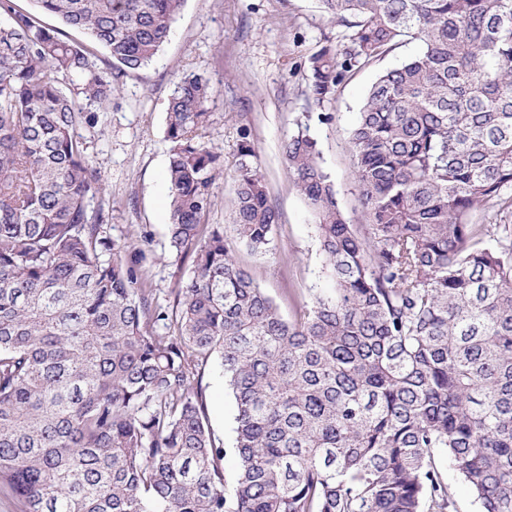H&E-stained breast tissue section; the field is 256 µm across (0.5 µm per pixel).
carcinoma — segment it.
<instances>
[{"mask_svg":"<svg viewBox=\"0 0 512 512\" xmlns=\"http://www.w3.org/2000/svg\"><path fill=\"white\" fill-rule=\"evenodd\" d=\"M27 2L0 0V490L23 512H452L442 453L482 512H512V0H318L346 28L309 59L318 104L421 49L351 133L366 234L317 141L284 142L334 284L291 320L237 257L272 251L279 220L245 130L232 235L207 223L204 75L165 120L169 240L191 260L175 311L89 209L80 102L147 67L184 0ZM476 206L501 223H469ZM213 357L237 408L230 489L198 384Z\"/></svg>","mask_w":512,"mask_h":512,"instance_id":"1","label":"carcinoma"}]
</instances>
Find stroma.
I'll return each mask as SVG.
<instances>
[{
  "label": "stroma",
  "mask_w": 512,
  "mask_h": 512,
  "mask_svg": "<svg viewBox=\"0 0 512 512\" xmlns=\"http://www.w3.org/2000/svg\"><path fill=\"white\" fill-rule=\"evenodd\" d=\"M343 32L318 0H184L156 59L124 78L111 102L98 107L96 124L77 126L105 186L102 198L90 206L108 211L107 235L139 249L138 275L157 304L172 306L175 288L191 269L169 244L170 144L165 136L174 83L190 72L205 75L213 87L207 140L223 164L210 186L209 223L232 224L237 143L241 131H248L279 223L275 250L241 252L243 265L289 318L302 303L331 288L315 221L288 171L283 143L308 130L341 208L351 223H363L349 137L379 68L361 70L323 105L308 90L310 57ZM328 112L332 121L320 122V114ZM201 375L205 411L216 439L228 449L224 467L231 477L237 468L230 452L235 401L218 361H210Z\"/></svg>",
  "instance_id": "obj_1"
}]
</instances>
